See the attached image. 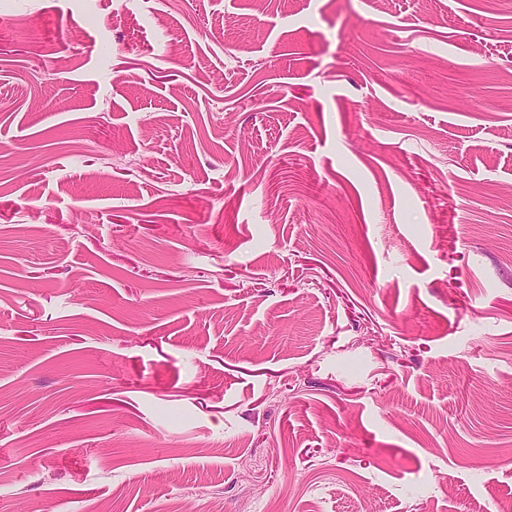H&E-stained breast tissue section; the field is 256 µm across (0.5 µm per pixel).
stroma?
<instances>
[{"instance_id": "stroma-1", "label": "stroma", "mask_w": 512, "mask_h": 512, "mask_svg": "<svg viewBox=\"0 0 512 512\" xmlns=\"http://www.w3.org/2000/svg\"><path fill=\"white\" fill-rule=\"evenodd\" d=\"M512 512V0H0V512Z\"/></svg>"}]
</instances>
